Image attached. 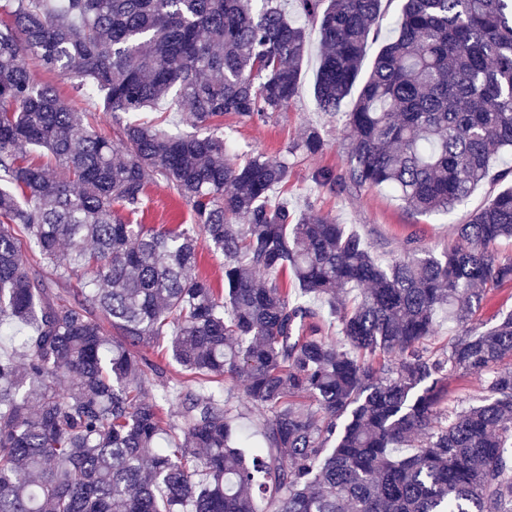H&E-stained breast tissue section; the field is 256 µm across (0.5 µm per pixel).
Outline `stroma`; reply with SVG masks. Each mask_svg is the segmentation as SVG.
<instances>
[{
	"instance_id": "35a3bbf8",
	"label": "stroma",
	"mask_w": 512,
	"mask_h": 512,
	"mask_svg": "<svg viewBox=\"0 0 512 512\" xmlns=\"http://www.w3.org/2000/svg\"><path fill=\"white\" fill-rule=\"evenodd\" d=\"M306 32L308 54L302 67L299 92L291 105L254 122H244L232 115L225 116L224 129L232 136L234 152L245 158L257 154L287 158L289 172L285 193L291 207L300 211L312 206L331 213L338 222L367 238L378 252L398 250L409 240L417 247L442 251L453 242L452 226L466 223L500 191V184L487 181L478 185L462 204L447 215L409 212L391 193L380 187H365L350 195L317 187L312 180L317 170L339 172L345 167V152L341 145L343 119L330 117L319 109L315 101L318 28L310 23L306 26ZM26 65L38 81L53 85L75 111L98 113L96 128L99 132L105 135L112 133V117L101 112L97 99L79 96L69 79L46 69L37 60H27ZM310 128L322 134V151L315 155L289 154V146ZM147 193L148 204L142 212L132 216V223L149 227L191 223L189 206L164 182L150 184Z\"/></svg>"
}]
</instances>
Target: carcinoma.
I'll return each instance as SVG.
<instances>
[{
    "label": "carcinoma",
    "mask_w": 512,
    "mask_h": 512,
    "mask_svg": "<svg viewBox=\"0 0 512 512\" xmlns=\"http://www.w3.org/2000/svg\"><path fill=\"white\" fill-rule=\"evenodd\" d=\"M252 2L0 0V325L28 327L0 356V512H512V313L472 322L488 285L512 284V253L493 250L512 240V185L439 254L385 260L336 218L291 212L271 196L287 159L227 152L224 115L288 107L307 55L281 0ZM295 2L319 25V108L357 92L345 169L317 186L446 213L512 177L491 167L512 151V0ZM24 57L114 117L172 94L194 132L135 121L106 137ZM323 144L311 129L293 150ZM153 178L192 224L124 219ZM201 235L224 257L220 292L197 273ZM441 313L459 333L435 349ZM451 374L485 395L448 410ZM228 378L270 413L248 455Z\"/></svg>",
    "instance_id": "obj_1"
}]
</instances>
